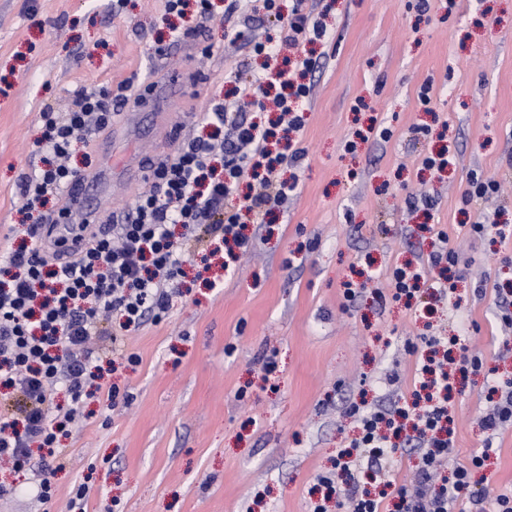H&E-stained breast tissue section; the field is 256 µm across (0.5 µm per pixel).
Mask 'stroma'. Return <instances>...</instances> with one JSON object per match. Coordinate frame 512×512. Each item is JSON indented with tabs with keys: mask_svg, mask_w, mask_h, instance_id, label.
Segmentation results:
<instances>
[{
	"mask_svg": "<svg viewBox=\"0 0 512 512\" xmlns=\"http://www.w3.org/2000/svg\"><path fill=\"white\" fill-rule=\"evenodd\" d=\"M329 2L322 21L331 37L312 47L315 92L293 136L304 156L285 171L298 180L296 195L256 228L233 271L197 255L185 263L181 295L160 321L126 331L113 314L124 342L108 378L115 404L88 399L60 439L66 454L48 503L31 492L40 457L28 471L1 469L0 484L15 494L0 512H309L319 475L357 432L349 408L410 399L404 345L423 336L482 353L480 373L448 402L449 459L491 446L472 488L488 499L512 492V424L491 436L480 423L492 406L488 382L512 380V331L498 320L500 302L512 301V0H456L450 10L429 0L423 15L416 0ZM211 3L202 24L195 7L181 17L165 0H0V235L26 240L16 185L43 165L40 112L68 111L80 86L146 89L143 104L126 106L139 116L135 129L72 147L74 168L112 175L92 199L101 209L126 211L149 186L128 169L160 161L187 135L208 137L197 113L232 88L235 71L262 62L243 43L225 52L226 35L276 32L267 18L245 21L228 0ZM173 24L185 32L177 42ZM372 123L377 133L347 152ZM441 144L453 162L437 177L421 160ZM475 175L500 181L502 195L465 201ZM423 195L432 209L417 207ZM486 214L497 215L503 236L471 234ZM437 229L460 253L452 294L424 289L411 310L388 282L367 287L369 276L426 260ZM347 281L362 287L350 304ZM82 484L89 491L79 500Z\"/></svg>",
	"mask_w": 512,
	"mask_h": 512,
	"instance_id": "obj_1",
	"label": "stroma"
}]
</instances>
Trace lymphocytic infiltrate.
<instances>
[{"mask_svg": "<svg viewBox=\"0 0 512 512\" xmlns=\"http://www.w3.org/2000/svg\"><path fill=\"white\" fill-rule=\"evenodd\" d=\"M229 8L249 20L260 14L274 18L279 37L254 42V52L264 58L261 71L237 80L231 97L211 100L202 113L201 122L214 126L215 135L182 143L155 165L149 189L119 223L91 233L71 260L60 261L53 247L40 242L35 224L28 231L29 244L0 247V463L14 470L29 465L35 442L50 457L62 456L60 437L82 417L89 387L103 379L104 356L120 348L103 325L107 314L120 313L128 328L160 320L179 294L175 281L195 252L198 226L207 225L211 239L224 245L225 263H233L237 251L251 245L247 226L263 223L297 192V183L282 180L281 172L295 165L301 152H272L269 141L302 127L311 93L306 78L316 66L304 45L325 41L330 33L313 19L306 0H293L286 11L277 0H231ZM280 41L295 48L294 58L280 57ZM138 93L130 81L116 95L103 86H82L73 93L70 111H42L36 146L44 166L23 174L17 184L26 209L54 199L59 214H66L65 191L80 176L64 163L73 142L91 141L109 128L117 108ZM270 101L279 112L274 128L245 119L244 105L262 108ZM233 196L239 199L237 208L225 210V199ZM178 227L183 230L179 236L174 233ZM438 239L440 246L426 263L387 273L393 299L412 298L423 286L446 292L447 274L458 266L459 255L448 248L446 234ZM407 352L415 366L411 402L368 411L352 407L360 434L338 451L335 474L320 477V484L337 504H348L349 512H383L388 497L395 498L396 512H452L464 500L489 506L490 512H512L511 494L488 503L471 489L472 473L483 466L487 452L456 464L451 476L439 474L453 445L450 378L478 372L482 358L464 350L429 365L417 344L408 343ZM60 388L67 403L55 400ZM403 443L417 456L415 485L387 478L375 496L359 488L358 464L382 473L384 462L393 460Z\"/></svg>", "mask_w": 512, "mask_h": 512, "instance_id": "obj_1", "label": "lymphocytic infiltrate"}]
</instances>
